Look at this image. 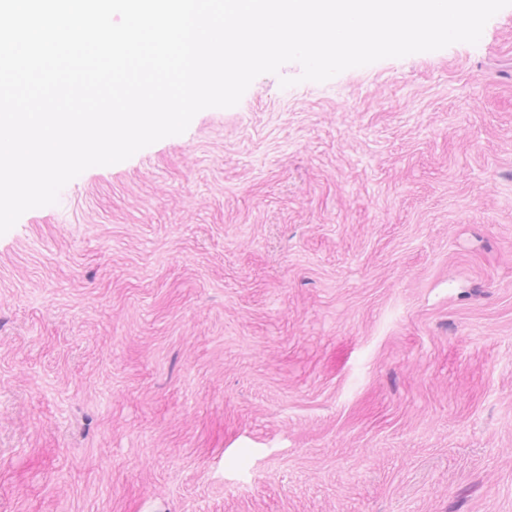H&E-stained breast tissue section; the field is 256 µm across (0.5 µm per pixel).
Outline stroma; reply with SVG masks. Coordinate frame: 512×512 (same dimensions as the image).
Instances as JSON below:
<instances>
[{
	"instance_id": "obj_1",
	"label": "stroma",
	"mask_w": 512,
	"mask_h": 512,
	"mask_svg": "<svg viewBox=\"0 0 512 512\" xmlns=\"http://www.w3.org/2000/svg\"><path fill=\"white\" fill-rule=\"evenodd\" d=\"M301 72L0 236V512H512V6Z\"/></svg>"
}]
</instances>
